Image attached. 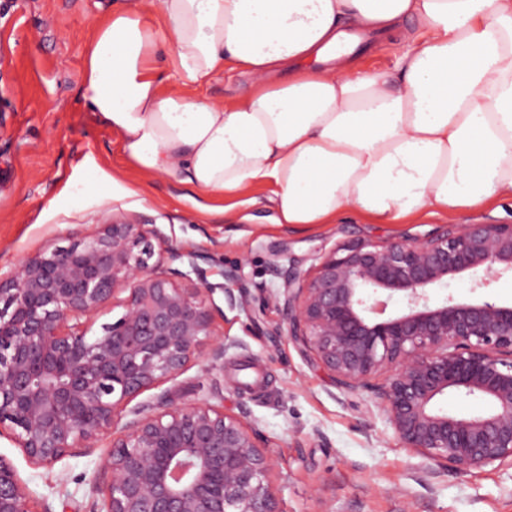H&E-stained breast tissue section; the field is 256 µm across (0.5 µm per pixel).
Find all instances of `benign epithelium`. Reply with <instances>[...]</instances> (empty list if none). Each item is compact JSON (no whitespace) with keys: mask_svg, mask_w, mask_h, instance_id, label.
Masks as SVG:
<instances>
[{"mask_svg":"<svg viewBox=\"0 0 512 512\" xmlns=\"http://www.w3.org/2000/svg\"><path fill=\"white\" fill-rule=\"evenodd\" d=\"M155 224L115 221L70 235L0 278V436L27 461L52 467L127 421L100 460L103 512H282L270 483L271 452L245 414L208 401L129 404L174 380L191 362L210 370L230 346L203 349L210 296L249 309L240 269L211 284L195 250L166 248ZM287 335L350 392L373 389L402 445L439 467L512 463V303L441 302L433 290L469 273L484 288L512 274V223L442 225L387 243L357 239L307 271L274 261ZM122 296L124 313L89 335ZM398 298L402 310L386 314ZM456 389L494 410L458 418L435 408ZM0 512H33L13 463L0 454Z\"/></svg>","mask_w":512,"mask_h":512,"instance_id":"1","label":"benign epithelium"}]
</instances>
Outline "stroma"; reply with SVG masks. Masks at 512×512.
I'll return each instance as SVG.
<instances>
[{
    "instance_id": "1",
    "label": "stroma",
    "mask_w": 512,
    "mask_h": 512,
    "mask_svg": "<svg viewBox=\"0 0 512 512\" xmlns=\"http://www.w3.org/2000/svg\"><path fill=\"white\" fill-rule=\"evenodd\" d=\"M110 0H0V276L18 262L73 233L90 235L112 221L148 220L166 243L205 257L210 282L239 266L248 311L233 309L222 292L212 297V341L231 343L223 368L194 364L177 379L146 391L141 400L169 395L183 405L220 386L226 412H246L273 451L271 482L282 512H512V467L491 464L459 472L435 469L402 447L377 396L338 387L287 336L277 335L285 313L274 295L281 280L268 266L311 267L344 241L389 242L425 234L437 218L374 224L345 215L334 224H278L266 188L252 191L241 220L198 212L177 175H156L146 204L119 197L97 206L96 167L125 165L119 136L102 124L82 92V45ZM512 299V277L472 289L470 278L450 279L435 298ZM111 431L53 467H35L8 438L9 458L27 487L35 512H101L96 493L101 457Z\"/></svg>"
}]
</instances>
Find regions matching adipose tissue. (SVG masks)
Instances as JSON below:
<instances>
[{
    "mask_svg": "<svg viewBox=\"0 0 512 512\" xmlns=\"http://www.w3.org/2000/svg\"><path fill=\"white\" fill-rule=\"evenodd\" d=\"M114 0L84 42L83 90L143 179L184 172L235 217L272 189L279 224L448 219L512 199V0ZM415 24L389 69L335 46L345 23ZM172 47L169 75L157 62ZM287 70L283 82L269 76ZM251 76L224 103L188 97Z\"/></svg>",
    "mask_w": 512,
    "mask_h": 512,
    "instance_id": "ef3b65f1",
    "label": "adipose tissue"
}]
</instances>
